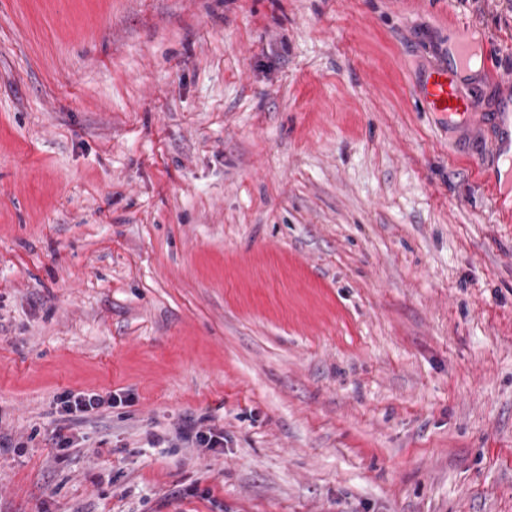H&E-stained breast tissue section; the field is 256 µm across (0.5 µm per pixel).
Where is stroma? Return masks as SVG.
<instances>
[{"instance_id": "35a3bbf8", "label": "stroma", "mask_w": 512, "mask_h": 512, "mask_svg": "<svg viewBox=\"0 0 512 512\" xmlns=\"http://www.w3.org/2000/svg\"><path fill=\"white\" fill-rule=\"evenodd\" d=\"M462 36L512 0H0V512H512ZM103 399L97 394H74L69 392L64 401V408L67 413H88L97 408ZM179 438L189 447L195 448H218L224 445V436L217 437L209 432V435L204 431L196 428L195 425H188L182 428L179 432ZM223 442V443H222ZM196 445V446H194Z\"/></svg>"}]
</instances>
